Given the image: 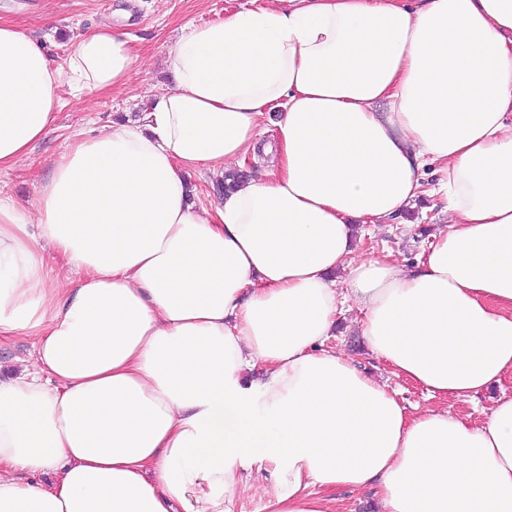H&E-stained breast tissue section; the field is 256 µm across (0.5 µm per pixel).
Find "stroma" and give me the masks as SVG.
<instances>
[{"label": "stroma", "mask_w": 512, "mask_h": 512, "mask_svg": "<svg viewBox=\"0 0 512 512\" xmlns=\"http://www.w3.org/2000/svg\"><path fill=\"white\" fill-rule=\"evenodd\" d=\"M269 3L270 0H0V16L43 41L55 63H64L71 36L108 21L121 26L141 54L136 72L122 90L81 99L63 94L56 123L30 157L16 169L0 174V195L28 204L35 184L50 176L54 160L67 149L77 131L90 135L114 123L135 124L151 97L172 84L165 60L182 26L205 24L244 7L259 8ZM447 221L440 202L423 198L390 223L368 227L361 253L368 257L387 255L400 263L413 264L428 250L431 231ZM352 318L349 311L340 318L337 348L346 350L365 373L397 390L409 411L442 404L367 355Z\"/></svg>", "instance_id": "stroma-1"}]
</instances>
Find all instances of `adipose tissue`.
<instances>
[{
    "label": "adipose tissue",
    "mask_w": 512,
    "mask_h": 512,
    "mask_svg": "<svg viewBox=\"0 0 512 512\" xmlns=\"http://www.w3.org/2000/svg\"><path fill=\"white\" fill-rule=\"evenodd\" d=\"M138 60L100 25L62 69L0 21V172L62 91L122 88ZM166 67L139 125L74 137L30 206L0 196V335L35 339L0 376V512H233L256 458L279 467L266 512H334L340 487L512 512V394L478 423L412 414L329 344L348 307L430 397L512 373V0H275L184 26ZM259 151L195 206L187 172ZM427 194L449 223L424 260L358 257L359 227Z\"/></svg>",
    "instance_id": "ef3b65f1"
}]
</instances>
